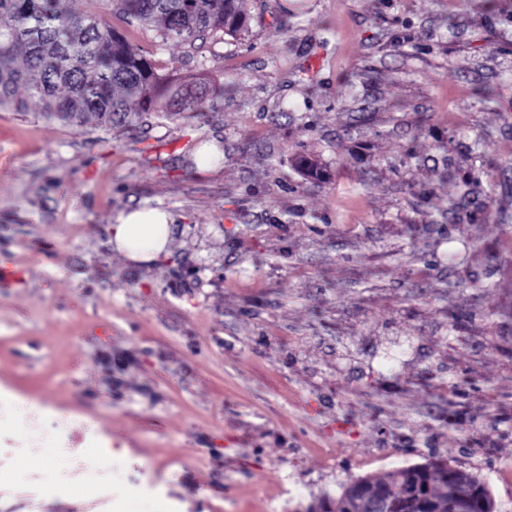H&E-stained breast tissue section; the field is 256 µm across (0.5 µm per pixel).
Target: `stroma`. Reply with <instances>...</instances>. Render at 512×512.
<instances>
[{"label": "stroma", "instance_id": "1", "mask_svg": "<svg viewBox=\"0 0 512 512\" xmlns=\"http://www.w3.org/2000/svg\"><path fill=\"white\" fill-rule=\"evenodd\" d=\"M251 14L195 49L111 19L204 112L0 110V399L90 425L140 487L112 512H305L430 459L512 512V0ZM144 204L174 232L135 264L110 228ZM52 458L7 463L0 512H94Z\"/></svg>", "mask_w": 512, "mask_h": 512}]
</instances>
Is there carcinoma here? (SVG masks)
Instances as JSON below:
<instances>
[{"label": "carcinoma", "instance_id": "obj_1", "mask_svg": "<svg viewBox=\"0 0 512 512\" xmlns=\"http://www.w3.org/2000/svg\"><path fill=\"white\" fill-rule=\"evenodd\" d=\"M70 0H0V108H30L49 121L100 128L136 112H195L202 86L170 88L145 52L97 12ZM128 21L160 25L162 38L190 48L218 33L249 32L248 0H97ZM26 97H17L18 89ZM396 502V512H495L486 483L473 473L430 461L359 477L307 512H361L365 502Z\"/></svg>", "mask_w": 512, "mask_h": 512}]
</instances>
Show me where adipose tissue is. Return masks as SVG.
Returning <instances> with one entry per match:
<instances>
[{"label":"adipose tissue","instance_id":"1","mask_svg":"<svg viewBox=\"0 0 512 512\" xmlns=\"http://www.w3.org/2000/svg\"><path fill=\"white\" fill-rule=\"evenodd\" d=\"M173 222L172 215L160 208L129 210L114 222L111 243L131 261H153L166 251Z\"/></svg>","mask_w":512,"mask_h":512}]
</instances>
